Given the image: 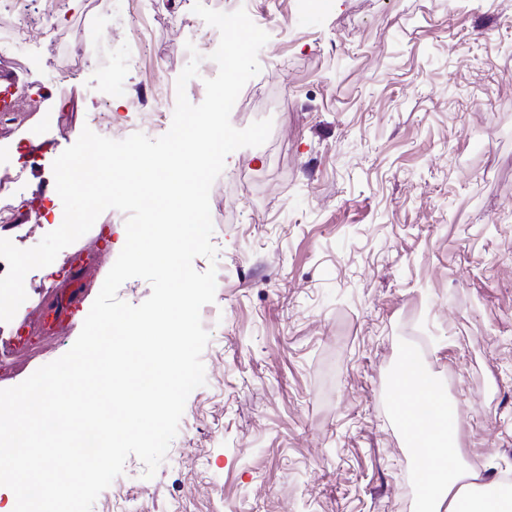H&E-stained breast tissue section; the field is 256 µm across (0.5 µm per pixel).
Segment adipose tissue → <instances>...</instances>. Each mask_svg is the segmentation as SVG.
<instances>
[{"mask_svg":"<svg viewBox=\"0 0 512 512\" xmlns=\"http://www.w3.org/2000/svg\"><path fill=\"white\" fill-rule=\"evenodd\" d=\"M398 372L403 376L399 398L405 430L423 471L419 512H512L511 484H464L457 411L437 391L419 358L407 355Z\"/></svg>","mask_w":512,"mask_h":512,"instance_id":"obj_1","label":"adipose tissue"}]
</instances>
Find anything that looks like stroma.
<instances>
[{
  "instance_id": "35a3bbf8",
  "label": "stroma",
  "mask_w": 512,
  "mask_h": 512,
  "mask_svg": "<svg viewBox=\"0 0 512 512\" xmlns=\"http://www.w3.org/2000/svg\"><path fill=\"white\" fill-rule=\"evenodd\" d=\"M198 0H64L84 61L34 46L33 84L0 131L17 153L12 194L30 224L0 229L19 248L53 231V163L94 113L141 123L109 77L168 87L206 22ZM245 8L269 40L230 114L271 119L265 144L226 159L210 200L214 303L205 385L187 399L152 478L129 456L92 512H415L419 472L390 413L405 350L460 414L462 458L483 481L512 479V0H199ZM111 209L76 243L108 260L76 274L69 250L49 306L64 329L0 377L16 386L65 354L120 249ZM81 302H74V295Z\"/></svg>"
}]
</instances>
